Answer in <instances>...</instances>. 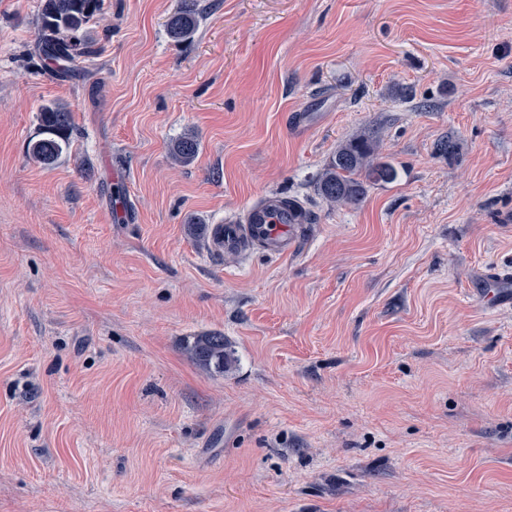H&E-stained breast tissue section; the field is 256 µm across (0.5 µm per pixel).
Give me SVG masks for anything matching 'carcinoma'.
Instances as JSON below:
<instances>
[{
  "instance_id": "obj_1",
  "label": "carcinoma",
  "mask_w": 512,
  "mask_h": 512,
  "mask_svg": "<svg viewBox=\"0 0 512 512\" xmlns=\"http://www.w3.org/2000/svg\"><path fill=\"white\" fill-rule=\"evenodd\" d=\"M104 0H43L39 14L40 41L44 55L52 61L72 63L88 53L86 26L101 12ZM198 25L196 3L189 0L170 22L169 33L176 41L188 38ZM40 138L30 140L29 157L51 165L70 147L71 116L58 103L39 109ZM198 141L187 133L171 149L172 159L187 163L195 157ZM396 172L381 160L374 133L366 130L345 141L336 150L332 162L321 174L318 194L338 206L357 205L365 196L366 184L391 182ZM191 358L200 367L223 371L231 363L224 336H198L189 348Z\"/></svg>"
}]
</instances>
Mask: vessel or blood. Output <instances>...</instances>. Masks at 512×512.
Listing matches in <instances>:
<instances>
[{
  "mask_svg": "<svg viewBox=\"0 0 512 512\" xmlns=\"http://www.w3.org/2000/svg\"><path fill=\"white\" fill-rule=\"evenodd\" d=\"M306 222V210L299 201L272 192L254 203L244 217H229L211 225L209 235L215 246L228 252L245 255L257 248L286 257L296 251ZM480 279L490 304H512V269L492 267L484 270Z\"/></svg>",
  "mask_w": 512,
  "mask_h": 512,
  "instance_id": "vessel-or-blood-1",
  "label": "vessel or blood"
}]
</instances>
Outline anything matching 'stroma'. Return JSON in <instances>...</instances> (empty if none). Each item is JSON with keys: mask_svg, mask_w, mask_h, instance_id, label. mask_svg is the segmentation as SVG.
Masks as SVG:
<instances>
[{"mask_svg": "<svg viewBox=\"0 0 512 512\" xmlns=\"http://www.w3.org/2000/svg\"><path fill=\"white\" fill-rule=\"evenodd\" d=\"M196 2L176 43L184 0H104L54 74L42 0H0V512H512V306L477 292L512 266V0ZM366 128L396 178L330 204ZM269 192L297 251L213 250ZM195 1L186 2L170 22L169 33L175 41L188 38L198 25V10ZM40 135L28 144L29 157L41 165H51L70 147L71 116L63 105L44 104L39 109ZM198 151V141L194 134L186 133L176 141L171 149L172 159L177 163H187L195 157ZM189 352L196 364L205 369L214 367L224 372L232 362L227 352V343L220 334L196 336Z\"/></svg>", "mask_w": 512, "mask_h": 512, "instance_id": "obj_1", "label": "stroma"}]
</instances>
